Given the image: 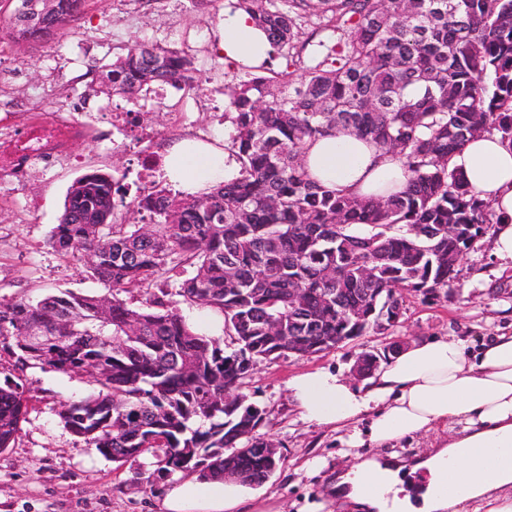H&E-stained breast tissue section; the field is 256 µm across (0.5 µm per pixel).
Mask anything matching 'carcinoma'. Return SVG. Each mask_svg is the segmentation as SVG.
I'll return each instance as SVG.
<instances>
[{"label":"carcinoma","mask_w":512,"mask_h":512,"mask_svg":"<svg viewBox=\"0 0 512 512\" xmlns=\"http://www.w3.org/2000/svg\"><path fill=\"white\" fill-rule=\"evenodd\" d=\"M86 0H51L36 25L13 19L14 42L71 31ZM267 32L273 51L240 64L227 86L224 149L237 174L205 195L162 187L140 194L116 220L120 181L93 170L68 190L50 244L83 263L112 298L64 291L0 301V355L13 373L0 384V451L24 420V372L87 374L97 392L66 403L64 426L114 462L152 453L156 478L192 472L261 483L278 468L257 435L265 411L242 392L257 365L336 337L385 334L378 317H350L379 297L438 295L493 223L450 165L470 137L495 130L512 146V0H236ZM324 19L336 34L312 43L302 25ZM280 55L282 69L258 77ZM189 46L132 41L112 62H93L88 88L136 104L153 87L200 93ZM356 135L398 158L405 189L362 199L310 178L303 155L323 136ZM151 223L139 225L136 215ZM468 224L470 244L448 237ZM175 295L220 315L230 343L192 330ZM148 294L139 306L121 297ZM300 288L299 302L292 289Z\"/></svg>","instance_id":"carcinoma-1"}]
</instances>
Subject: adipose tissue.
I'll return each mask as SVG.
<instances>
[{"mask_svg":"<svg viewBox=\"0 0 512 512\" xmlns=\"http://www.w3.org/2000/svg\"><path fill=\"white\" fill-rule=\"evenodd\" d=\"M217 49L225 61L257 64L271 46L248 14L228 6ZM304 163L312 179L363 198H385L406 186L400 162L378 156L353 135L309 144ZM450 164L497 214L493 253L512 261V147L499 133L484 132ZM165 172L181 192L196 194L233 178L237 166L219 146L183 141L168 150ZM288 387L304 420L345 431L351 448L447 434L405 463L355 456L332 488L348 512H512V333L490 338L474 354L449 337L411 342L359 387L326 368L296 375ZM365 418L369 428L359 430ZM447 469L459 485L451 496L436 490ZM268 500L263 485L202 479L173 486L163 506L165 512H265Z\"/></svg>","mask_w":512,"mask_h":512,"instance_id":"1","label":"adipose tissue"}]
</instances>
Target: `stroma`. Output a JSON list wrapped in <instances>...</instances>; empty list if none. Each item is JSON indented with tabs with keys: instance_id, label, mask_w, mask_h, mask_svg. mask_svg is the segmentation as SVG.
<instances>
[{
	"instance_id": "obj_1",
	"label": "stroma",
	"mask_w": 512,
	"mask_h": 512,
	"mask_svg": "<svg viewBox=\"0 0 512 512\" xmlns=\"http://www.w3.org/2000/svg\"><path fill=\"white\" fill-rule=\"evenodd\" d=\"M223 16V0H215L204 14L194 11L189 0H168L164 13L129 15L118 11L117 0H89L67 37L36 43L0 41V73L6 77L0 98L45 100L64 90L85 112L105 117L124 100L83 97L88 63L109 61L118 47L134 40L199 46ZM198 67L204 78L200 94L173 92L166 112L145 102L155 129H167L171 113L183 112L211 135L223 134L228 108L224 84L233 70L216 54L203 57ZM131 160L129 153L113 151L110 142L88 138L76 142L71 161L53 173L22 186L0 180V299L35 298L66 289L109 297L104 284L83 276L80 262L56 253L48 239L60 220L69 187L90 170L120 177L128 196L138 195ZM509 304L512 264L494 256L487 235L461 261L453 288L436 297L408 294L400 324L390 334L370 332L330 352L259 364L245 392L265 411L260 435L273 440L281 455L277 471L266 482L269 512H308L320 501L325 504L323 512H337L329 484L352 463L336 431L300 419L288 389L294 375L330 368L354 384L358 356L383 351L394 341L456 336L473 347L512 332V313L505 310ZM25 379L26 419L12 447L0 453V512H163L166 491L188 480L185 472L153 479L152 454L121 464L87 447L64 427L58 416L62 405L94 391L87 377L30 368ZM308 456L322 458L318 472L300 470V461Z\"/></svg>"
}]
</instances>
